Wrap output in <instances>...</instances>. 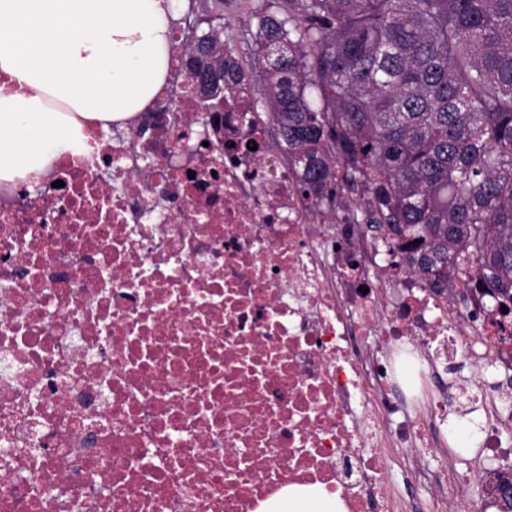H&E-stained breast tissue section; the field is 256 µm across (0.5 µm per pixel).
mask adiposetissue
Here are the masks:
<instances>
[{"label":"adipose tissue","instance_id":"ef3b65f1","mask_svg":"<svg viewBox=\"0 0 512 512\" xmlns=\"http://www.w3.org/2000/svg\"><path fill=\"white\" fill-rule=\"evenodd\" d=\"M167 0H0V180L39 183L79 153L84 123L139 112L169 68ZM264 512H344L291 485Z\"/></svg>","mask_w":512,"mask_h":512}]
</instances>
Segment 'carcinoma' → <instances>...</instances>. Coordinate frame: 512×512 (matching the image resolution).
Wrapping results in <instances>:
<instances>
[{"mask_svg": "<svg viewBox=\"0 0 512 512\" xmlns=\"http://www.w3.org/2000/svg\"><path fill=\"white\" fill-rule=\"evenodd\" d=\"M275 147L301 196L389 227L431 288L512 303V0H241ZM224 30L192 31L197 94H251Z\"/></svg>", "mask_w": 512, "mask_h": 512, "instance_id": "obj_1", "label": "carcinoma"}]
</instances>
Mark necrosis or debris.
I'll list each match as a JSON object with an SVG mask.
<instances>
[{"label": "necrosis or debris", "mask_w": 512, "mask_h": 512, "mask_svg": "<svg viewBox=\"0 0 512 512\" xmlns=\"http://www.w3.org/2000/svg\"><path fill=\"white\" fill-rule=\"evenodd\" d=\"M173 68L36 189L0 181V512H257L291 485L410 512L386 449L438 447L449 388L397 397V349L471 366L480 448L512 456V313L458 306L314 215L245 94L201 124ZM428 512L464 502L456 459Z\"/></svg>", "instance_id": "4bbe7bcc"}]
</instances>
